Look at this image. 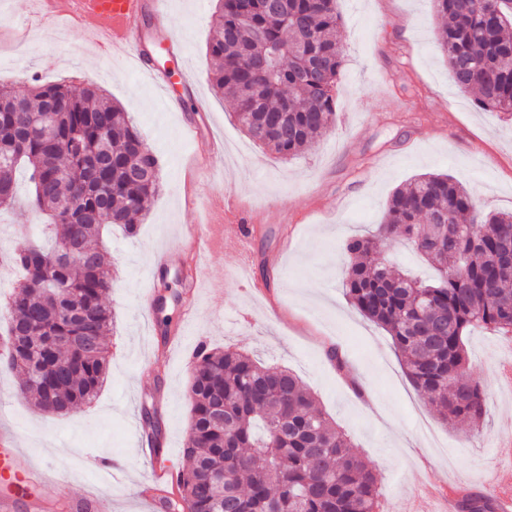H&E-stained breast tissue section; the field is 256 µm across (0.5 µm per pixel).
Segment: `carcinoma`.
<instances>
[{
  "instance_id": "cac0c4a2",
  "label": "carcinoma",
  "mask_w": 512,
  "mask_h": 512,
  "mask_svg": "<svg viewBox=\"0 0 512 512\" xmlns=\"http://www.w3.org/2000/svg\"><path fill=\"white\" fill-rule=\"evenodd\" d=\"M437 44L456 86L512 120V0H434ZM336 0H219L208 43L211 83L245 133L284 159L336 118L343 50ZM0 207L16 204L15 174L29 171L28 211L48 223L10 257L23 273L0 314L22 396L63 414L102 387L112 313V225L133 234L160 190L159 164L127 112L90 85L0 82ZM448 235V256L433 253ZM406 240L438 273L423 283L379 256ZM345 295L382 326L405 375L440 419L479 429L482 388L462 381L464 337L480 326L512 335V213H483L462 180L422 174L391 195L377 230L346 243ZM192 366L186 455L177 475L187 512H380L374 468L286 369L232 349L200 346ZM224 474V484L212 474ZM462 512H493L465 497Z\"/></svg>"
}]
</instances>
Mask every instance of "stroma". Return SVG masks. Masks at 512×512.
Masks as SVG:
<instances>
[{
  "label": "stroma",
  "mask_w": 512,
  "mask_h": 512,
  "mask_svg": "<svg viewBox=\"0 0 512 512\" xmlns=\"http://www.w3.org/2000/svg\"><path fill=\"white\" fill-rule=\"evenodd\" d=\"M217 0H169L165 26L144 19L161 44L186 53L199 98L186 112L155 106L156 85L129 62L101 54L77 29L67 36L44 29L18 41L31 0H0V58L12 61L5 82L24 90L33 80L104 87L129 113L157 157L161 190L147 203L134 235L113 229L106 247L115 286L106 381L88 405L58 415L19 393L20 375L0 368V428L15 429L34 461L68 473L66 488L49 483L18 512H95L90 497H112V512H151L142 493L149 471L138 448L135 421L154 412L166 440L167 464L187 467L192 348H232L266 367L288 368L319 408L350 437L376 469L383 512H448L447 493L485 495L493 469L512 465L498 456L512 439V385L499 368L512 361V336L473 329L465 339L467 378L486 395L480 430L443 423L408 381L386 331L363 318L343 293L344 247L380 223L393 191L424 173L464 176L482 212H512V122L478 107L476 95L454 84L436 41L432 0H336L337 38L344 61L336 88V124L290 159L255 146L210 81L206 46ZM209 120L223 136L229 160L208 159L186 121ZM231 194L247 244L195 257L190 226L214 224L210 197ZM171 250L166 269L154 255ZM202 277L192 294L193 277ZM153 315L144 318V291ZM193 305L191 348H168ZM344 353L330 364L327 343ZM364 379L365 406L347 375ZM111 457L114 476L105 473Z\"/></svg>",
  "instance_id": "35a3bbf8"
}]
</instances>
